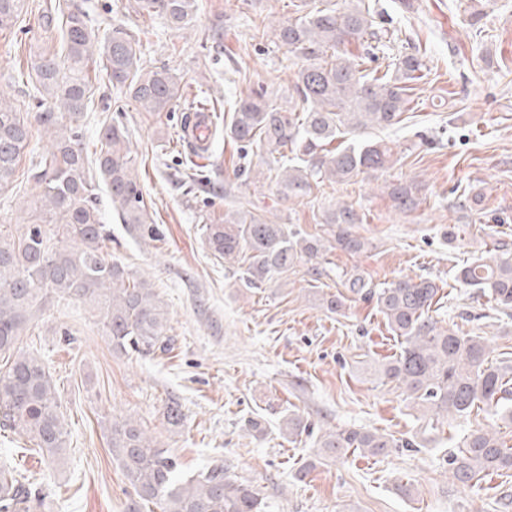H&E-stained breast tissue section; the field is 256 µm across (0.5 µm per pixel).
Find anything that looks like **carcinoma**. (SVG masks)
Masks as SVG:
<instances>
[{"label": "carcinoma", "instance_id": "obj_1", "mask_svg": "<svg viewBox=\"0 0 512 512\" xmlns=\"http://www.w3.org/2000/svg\"><path fill=\"white\" fill-rule=\"evenodd\" d=\"M26 0H0V29L18 22ZM138 13L161 14L177 28L188 25L198 0H135ZM296 16L263 25L262 33L304 60L296 71L295 101L276 104L253 92L236 100L224 136L241 147L259 146L273 164L278 192L286 199L311 193L324 181L345 183L377 173L393 162V148L370 135L402 122L412 84L427 70L422 57L406 54L392 74L362 69L363 61L347 49L375 36L366 0H298ZM43 28L61 36L60 47L43 51L32 62L33 90L39 99L37 121L49 135V147L34 174L39 191L30 200L26 222L11 233L0 224V354L14 350L44 295L53 291L80 301L96 312L112 347L141 356L164 353L172 345L168 312L144 280H130L112 259L110 235L93 200L92 177L77 131V122L93 103V83L125 89L144 112L170 111L182 97L180 78L166 66L141 63L140 44L124 29L98 33L69 0H53L41 10ZM31 132L20 107L0 90V190L12 184L16 167L30 145ZM97 171L121 221L140 238H155L156 229L135 173L127 129L120 122L99 133ZM395 208L418 207L413 187L386 185ZM323 223L336 226L334 247L349 254L368 242L351 231L360 223L353 205L331 202ZM63 246L51 245L52 239ZM213 255L227 263H244L249 284L258 287L285 279L303 261L317 281L327 247L272 220L240 197L224 211V222L206 225ZM456 279L489 296L502 312L512 310V257L508 251L460 267ZM344 287L374 302L386 325L400 339V352L366 371L382 384L401 391L425 428L467 418L475 409L512 421V360L502 353L488 361L487 339L459 329L437 326L429 310L438 294L430 278L407 277L376 288L360 274ZM0 371V429L23 434L38 451L62 462L68 433L58 410L54 386L43 360L17 353ZM291 437L312 434L310 424L288 417ZM318 456L339 458L352 450L385 457L399 443L390 435L358 429L329 430L316 441ZM109 451L132 489L126 512H143L148 504L161 512H271L272 505L250 485L238 481L222 463L183 477L177 460L156 446L137 422L113 420ZM452 475L467 486L480 476L512 471V447L492 427L468 430L449 459ZM25 483L9 468L0 469V512H18L27 503Z\"/></svg>", "mask_w": 512, "mask_h": 512}]
</instances>
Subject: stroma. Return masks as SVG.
<instances>
[{"mask_svg": "<svg viewBox=\"0 0 512 512\" xmlns=\"http://www.w3.org/2000/svg\"><path fill=\"white\" fill-rule=\"evenodd\" d=\"M28 2L23 21L0 29V87L31 113L36 101L28 95L25 64L58 35L40 25L43 0ZM70 2L91 27L110 23L140 39L145 66L169 67L184 88L171 111L152 115L125 91L98 85L79 126L92 160L102 121L128 129L159 237H135L99 180L95 203L112 235L113 257L155 289L175 342L151 356L113 350L83 304L47 297L17 350L46 365L65 418L67 459L52 462L27 438L0 431V466L25 477L30 512H125L130 489L108 447L109 426L122 418L140 423L184 474L228 465L273 512H512V471L461 486L448 465L456 424L420 430L398 390L366 374L374 360L399 353L400 342L373 303L343 286L356 272L379 287L405 276L433 279L440 292L429 314L439 326L485 336L496 354L512 350V317L455 278L458 266L487 256L495 244L512 251V0H488L476 27L468 23L467 0H370L377 36L354 49L365 69L385 72L406 53L427 58L428 74L416 84L400 127L380 133L393 148V163L289 202L280 199L274 179L238 178L243 159L225 139L224 124L241 94L264 91L287 105L301 60L255 37L253 23L293 17L291 0H199L181 30L163 16L133 11L132 0ZM218 20L224 34L214 40L208 31ZM202 103L215 127L205 157L197 158L182 140V125ZM31 134L12 185L0 192V224L27 217L32 175L47 144L39 125ZM397 181L417 185L416 210L400 213L383 193L384 183ZM228 185L305 237L330 239L326 206L351 203L362 218L353 230L368 246L354 256L327 252L318 284H310L302 263L287 281L249 287L240 269L215 258L205 241V225L224 220ZM452 224L460 225L462 244H449ZM339 293L342 314L327 312L321 297ZM172 403L183 417L176 429L164 417ZM292 413L318 430L377 431L405 446L386 458L355 453L321 460L314 438L292 441L284 433ZM400 484L411 486V496L397 493Z\"/></svg>", "mask_w": 512, "mask_h": 512, "instance_id": "obj_1", "label": "stroma"}]
</instances>
